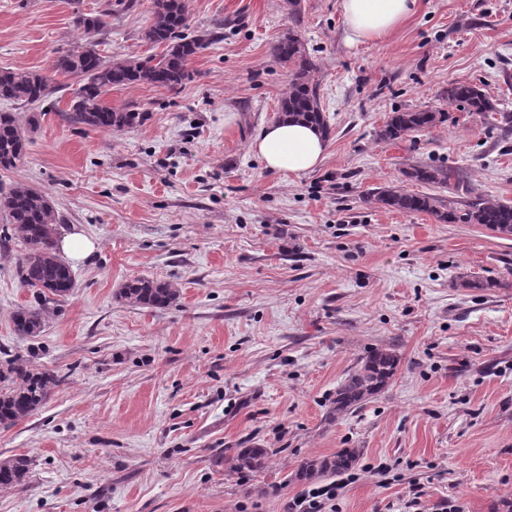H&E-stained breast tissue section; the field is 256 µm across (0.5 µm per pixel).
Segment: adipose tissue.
I'll use <instances>...</instances> for the list:
<instances>
[{"mask_svg":"<svg viewBox=\"0 0 512 512\" xmlns=\"http://www.w3.org/2000/svg\"><path fill=\"white\" fill-rule=\"evenodd\" d=\"M416 0H342L347 38L352 42L387 37L413 11ZM267 169L300 175L325 157L326 138L304 122L279 120L262 128L251 144Z\"/></svg>","mask_w":512,"mask_h":512,"instance_id":"obj_1","label":"adipose tissue"}]
</instances>
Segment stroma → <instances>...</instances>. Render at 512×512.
<instances>
[{
    "label": "stroma",
    "instance_id": "obj_1",
    "mask_svg": "<svg viewBox=\"0 0 512 512\" xmlns=\"http://www.w3.org/2000/svg\"><path fill=\"white\" fill-rule=\"evenodd\" d=\"M108 0H0V68L48 71L85 43L76 11ZM191 30L216 37L176 91L116 88L115 108L147 113L122 133L65 123L53 109L0 102L32 123L26 157L0 183L46 193L58 235L91 256L41 334L11 315L36 292L0 222V359L20 355L62 385L34 415L0 425V458L22 455L24 483L0 512H285L310 454L361 451L339 512H507L512 500V237L476 224L367 203L407 168H454L471 192L512 203V129L447 106L450 82L476 84L512 113V0H418L385 40L350 43L341 0H186ZM151 0L116 7L95 34L102 54L142 55ZM298 25L332 125L324 161L294 176L264 168L250 144L277 120L287 66L269 47ZM446 109L436 128L392 143L394 112ZM176 283L178 302L134 307L130 279ZM485 281L461 287L462 278ZM392 344L395 380L345 418L326 414L369 350ZM271 448L257 476L229 472L241 448ZM60 249L76 260H83L89 257L95 245L79 233H71L60 240Z\"/></svg>",
    "mask_w": 512,
    "mask_h": 512
}]
</instances>
